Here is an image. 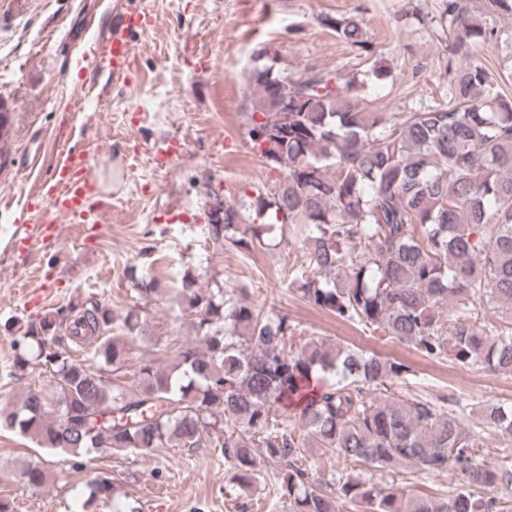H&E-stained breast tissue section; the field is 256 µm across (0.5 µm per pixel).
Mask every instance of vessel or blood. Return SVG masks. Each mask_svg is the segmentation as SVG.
Instances as JSON below:
<instances>
[{"label": "vessel or blood", "instance_id": "obj_1", "mask_svg": "<svg viewBox=\"0 0 512 512\" xmlns=\"http://www.w3.org/2000/svg\"><path fill=\"white\" fill-rule=\"evenodd\" d=\"M148 13L143 9L114 11L112 24L90 62L91 69L106 71L113 82L127 78L134 59L130 34L144 27ZM39 194L50 204L49 214L40 216L25 238L26 248L52 240L59 219L73 224H95L100 218L102 194L86 153L61 148L48 172L41 177Z\"/></svg>", "mask_w": 512, "mask_h": 512}]
</instances>
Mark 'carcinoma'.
Instances as JSON below:
<instances>
[{
	"label": "carcinoma",
	"mask_w": 512,
	"mask_h": 512,
	"mask_svg": "<svg viewBox=\"0 0 512 512\" xmlns=\"http://www.w3.org/2000/svg\"><path fill=\"white\" fill-rule=\"evenodd\" d=\"M481 14L512 17V0H479ZM448 100L410 112H373L353 93L355 80L306 75L286 79L275 53L255 52L250 84L260 94L248 130L267 165L285 168L273 186H253L251 221L235 204L207 225V243L270 248L277 225H298L306 265L293 279L303 297L337 318L411 344L428 358L481 365L512 375V326L488 330L479 309L512 310V101L489 72L465 66L473 45L498 39L474 18L468 0H447ZM346 44L368 52L360 19L324 16ZM264 134L274 147L263 149ZM137 293L158 292L155 279L130 269ZM193 315L194 343L170 371L146 358L129 375V344L139 337V309L128 310L110 336L112 309L89 297L8 325L14 358L8 376L46 367L53 386L27 390L0 412V426L40 448L72 456L93 452L147 455L176 441L221 450L234 480L249 487L264 458L283 465L280 496L288 512H512V457L478 460L481 437L465 423L466 407L448 399L398 395L387 384L411 367L349 346L308 339L292 347L285 316L263 314L249 288L216 284L182 289ZM455 318L445 320L448 306ZM335 383L315 394L311 383ZM293 404L298 425L279 421ZM481 429L512 441V406L487 405ZM320 448L345 465L424 475L452 470L459 480L446 499L410 494L341 476L321 483L304 449ZM89 498L112 499L102 472Z\"/></svg>",
	"instance_id": "obj_1"
}]
</instances>
